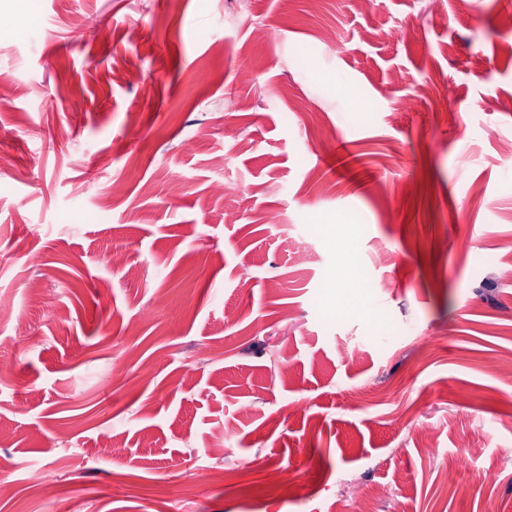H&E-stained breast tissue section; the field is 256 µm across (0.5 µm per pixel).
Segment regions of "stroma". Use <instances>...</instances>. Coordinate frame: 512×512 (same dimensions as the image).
Segmentation results:
<instances>
[{"instance_id":"obj_1","label":"stroma","mask_w":512,"mask_h":512,"mask_svg":"<svg viewBox=\"0 0 512 512\" xmlns=\"http://www.w3.org/2000/svg\"><path fill=\"white\" fill-rule=\"evenodd\" d=\"M235 2L0 0V512H512V0Z\"/></svg>"}]
</instances>
